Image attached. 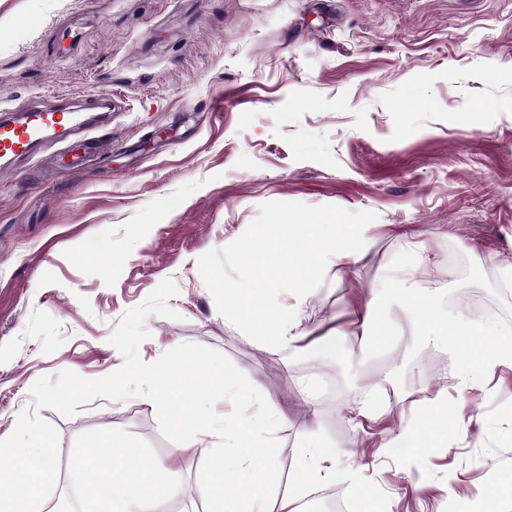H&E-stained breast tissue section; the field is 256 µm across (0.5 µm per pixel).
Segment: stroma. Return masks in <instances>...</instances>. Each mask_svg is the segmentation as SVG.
<instances>
[{
  "label": "stroma",
  "mask_w": 512,
  "mask_h": 512,
  "mask_svg": "<svg viewBox=\"0 0 512 512\" xmlns=\"http://www.w3.org/2000/svg\"><path fill=\"white\" fill-rule=\"evenodd\" d=\"M84 94L112 97L111 153L74 173L48 148L0 177V439L39 377L119 369L113 329L170 279L177 316L146 319L140 357L195 343L255 375L286 405L283 474L311 430L354 474L304 486L307 512H326L328 493L351 512H450L478 488L512 512L498 493L512 482V368L460 387L407 304L426 293L478 323L484 301L512 334V0H0V99L50 110ZM277 223L363 227L347 280L324 263L303 302L285 275L269 305L322 333L373 302V346L268 351L225 319V286L253 274L240 242ZM383 224L413 225L429 266L400 275L404 245ZM371 386L387 391L375 424L353 415ZM443 396L464 425L402 459L389 440ZM40 415L70 487L107 431L181 482L169 512H204L212 438L181 447L176 423L136 396Z\"/></svg>",
  "instance_id": "stroma-1"
}]
</instances>
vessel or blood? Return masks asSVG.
I'll use <instances>...</instances> for the list:
<instances>
[{"mask_svg":"<svg viewBox=\"0 0 512 512\" xmlns=\"http://www.w3.org/2000/svg\"><path fill=\"white\" fill-rule=\"evenodd\" d=\"M111 115L112 98L102 94L51 110L0 109V173L18 174L19 163L33 159L40 148L82 137Z\"/></svg>","mask_w":512,"mask_h":512,"instance_id":"vessel-or-blood-1","label":"vessel or blood"}]
</instances>
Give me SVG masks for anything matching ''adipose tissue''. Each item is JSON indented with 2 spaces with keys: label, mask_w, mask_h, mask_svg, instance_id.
I'll list each match as a JSON object with an SVG mask.
<instances>
[{
  "label": "adipose tissue",
  "mask_w": 512,
  "mask_h": 512,
  "mask_svg": "<svg viewBox=\"0 0 512 512\" xmlns=\"http://www.w3.org/2000/svg\"><path fill=\"white\" fill-rule=\"evenodd\" d=\"M313 224H274L260 239L243 240L240 249L259 265H281L289 270H315L323 262L335 261L337 276H345L364 254L358 232L345 230L343 235L316 240ZM228 319H254L263 345L270 350L288 346L296 352L308 350L309 332L299 315L281 311L256 314L250 300L243 299L225 306ZM414 320L421 337L440 342L457 363L469 362L481 372L502 364L512 365V344L498 342L496 325L470 323L465 316L440 323L433 306L417 304ZM215 389L234 396L255 400L256 409L247 415L225 419L221 436L240 441L232 457L214 452L203 477L208 498L207 512H269L271 498H278V512H288L289 505L304 484L315 480H332L336 465L326 450L314 442L302 447L303 465L288 487L287 495H278L281 470L277 463L274 428L285 412L277 399L265 391L259 381L237 367L212 370ZM144 404L175 417L180 427L181 445L197 447L208 429L193 412L192 402L175 390L158 388L142 393ZM83 469L90 512H166L168 501L179 492L177 481L162 477L156 465L138 449L103 437L99 447L86 449Z\"/></svg>",
  "instance_id": "obj_1"
}]
</instances>
